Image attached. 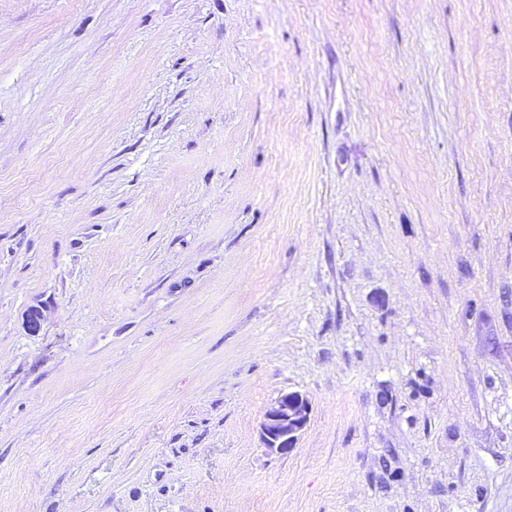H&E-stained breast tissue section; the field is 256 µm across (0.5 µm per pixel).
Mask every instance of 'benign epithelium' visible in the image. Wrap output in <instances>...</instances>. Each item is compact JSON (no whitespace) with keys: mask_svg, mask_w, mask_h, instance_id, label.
<instances>
[{"mask_svg":"<svg viewBox=\"0 0 512 512\" xmlns=\"http://www.w3.org/2000/svg\"><path fill=\"white\" fill-rule=\"evenodd\" d=\"M311 413L309 399L296 391L280 394L266 410L260 428L263 447L286 455L297 445Z\"/></svg>","mask_w":512,"mask_h":512,"instance_id":"obj_1","label":"benign epithelium"}]
</instances>
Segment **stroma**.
<instances>
[{"label": "stroma", "instance_id": "stroma-1", "mask_svg": "<svg viewBox=\"0 0 512 512\" xmlns=\"http://www.w3.org/2000/svg\"><path fill=\"white\" fill-rule=\"evenodd\" d=\"M0 512H512V0H0ZM311 413L309 399L296 391L280 394L266 410L260 428L263 447L285 455L297 445Z\"/></svg>", "mask_w": 512, "mask_h": 512}]
</instances>
